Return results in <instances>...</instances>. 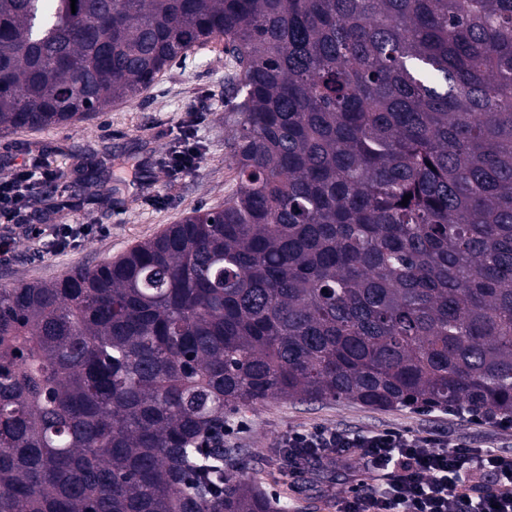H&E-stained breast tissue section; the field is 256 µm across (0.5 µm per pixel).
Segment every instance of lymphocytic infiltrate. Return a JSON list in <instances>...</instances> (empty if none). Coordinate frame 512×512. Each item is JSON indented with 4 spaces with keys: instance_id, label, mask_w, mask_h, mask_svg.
<instances>
[{
    "instance_id": "1",
    "label": "lymphocytic infiltrate",
    "mask_w": 512,
    "mask_h": 512,
    "mask_svg": "<svg viewBox=\"0 0 512 512\" xmlns=\"http://www.w3.org/2000/svg\"><path fill=\"white\" fill-rule=\"evenodd\" d=\"M200 113L190 115V129L180 133L168 159L172 174L195 172L203 153L195 138ZM59 170L38 162L17 165L0 181V221L19 222L27 191L49 185ZM36 254L58 255L81 247L103 230L92 224H22ZM287 449L302 478L313 461L362 460L372 483H359L338 504V512H512V448H475L460 440L448 443L431 432L386 428L352 432L338 428L293 429L277 442Z\"/></svg>"
}]
</instances>
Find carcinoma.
Returning a JSON list of instances; mask_svg holds the SVG:
<instances>
[{
    "instance_id": "carcinoma-1",
    "label": "carcinoma",
    "mask_w": 512,
    "mask_h": 512,
    "mask_svg": "<svg viewBox=\"0 0 512 512\" xmlns=\"http://www.w3.org/2000/svg\"><path fill=\"white\" fill-rule=\"evenodd\" d=\"M216 40L224 207L0 288V512H271L198 436L272 399L512 416V0H0V132Z\"/></svg>"
}]
</instances>
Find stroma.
I'll list each match as a JSON object with an SVG mask.
<instances>
[{
    "label": "stroma",
    "instance_id": "35a3bbf8",
    "mask_svg": "<svg viewBox=\"0 0 512 512\" xmlns=\"http://www.w3.org/2000/svg\"><path fill=\"white\" fill-rule=\"evenodd\" d=\"M230 77L224 46L213 43L189 53L160 73L131 103L117 102L79 125L20 129L0 134V179L16 165L37 160L61 170L69 193L35 192L25 203L30 224H98L105 235L77 250L37 258L25 240H17L14 260L0 265V284L50 281L78 266H94L153 238L188 212L223 206L237 188L226 142L234 134L224 112V86ZM203 112L196 138L203 153L200 169L170 178L165 161L173 135L189 108ZM95 171L97 182L85 180ZM244 429L225 440L238 455L230 472L254 481L271 504L289 503L291 512H336V501L360 477L359 464H312L303 494L290 488L274 443L298 427L325 426L350 431L401 427L440 433L476 448H512V429L492 428L447 411L421 412L411 406L378 409L356 401L299 403L272 400L235 413Z\"/></svg>",
    "mask_w": 512,
    "mask_h": 512
}]
</instances>
